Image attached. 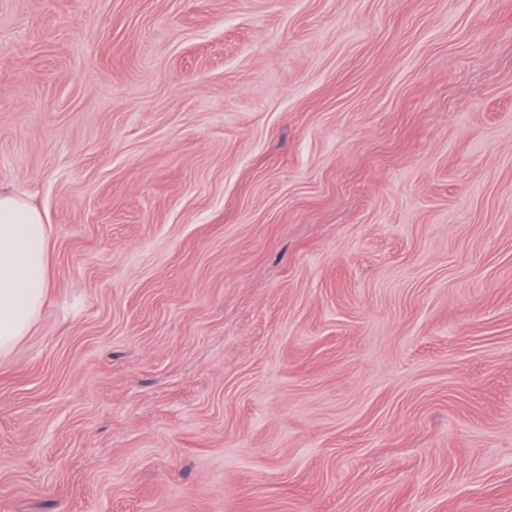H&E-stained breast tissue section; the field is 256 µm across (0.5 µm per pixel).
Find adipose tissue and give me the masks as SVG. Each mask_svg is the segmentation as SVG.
Returning <instances> with one entry per match:
<instances>
[{"label": "adipose tissue", "mask_w": 512, "mask_h": 512, "mask_svg": "<svg viewBox=\"0 0 512 512\" xmlns=\"http://www.w3.org/2000/svg\"><path fill=\"white\" fill-rule=\"evenodd\" d=\"M47 239L41 213L0 189V357L27 335L44 305Z\"/></svg>", "instance_id": "adipose-tissue-1"}]
</instances>
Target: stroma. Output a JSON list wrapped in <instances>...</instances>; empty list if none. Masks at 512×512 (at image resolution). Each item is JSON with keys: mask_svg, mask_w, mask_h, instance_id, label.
<instances>
[{"mask_svg": "<svg viewBox=\"0 0 512 512\" xmlns=\"http://www.w3.org/2000/svg\"><path fill=\"white\" fill-rule=\"evenodd\" d=\"M0 188V512H512V0H0ZM47 239L41 213L0 189V357L27 335L44 305Z\"/></svg>", "mask_w": 512, "mask_h": 512, "instance_id": "1", "label": "stroma"}]
</instances>
